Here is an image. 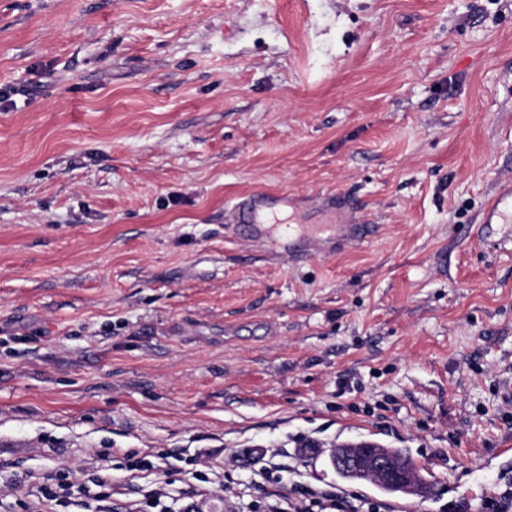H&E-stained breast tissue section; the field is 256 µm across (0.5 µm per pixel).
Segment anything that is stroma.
<instances>
[{
	"label": "stroma",
	"instance_id": "obj_1",
	"mask_svg": "<svg viewBox=\"0 0 512 512\" xmlns=\"http://www.w3.org/2000/svg\"><path fill=\"white\" fill-rule=\"evenodd\" d=\"M1 85L0 512L91 468L114 512L512 482V0H0ZM257 192L369 236L282 257L229 230ZM363 441L429 495L341 479ZM487 215L496 217L502 224L512 223V184L489 200Z\"/></svg>",
	"mask_w": 512,
	"mask_h": 512
}]
</instances>
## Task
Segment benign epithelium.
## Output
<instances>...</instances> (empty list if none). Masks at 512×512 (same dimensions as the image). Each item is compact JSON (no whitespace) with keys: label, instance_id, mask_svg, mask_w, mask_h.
Here are the masks:
<instances>
[{"label":"benign epithelium","instance_id":"obj_1","mask_svg":"<svg viewBox=\"0 0 512 512\" xmlns=\"http://www.w3.org/2000/svg\"><path fill=\"white\" fill-rule=\"evenodd\" d=\"M331 466L346 477L370 480L403 495L424 497L425 488L414 468L402 464L395 452L379 444L349 442L330 453Z\"/></svg>","mask_w":512,"mask_h":512}]
</instances>
